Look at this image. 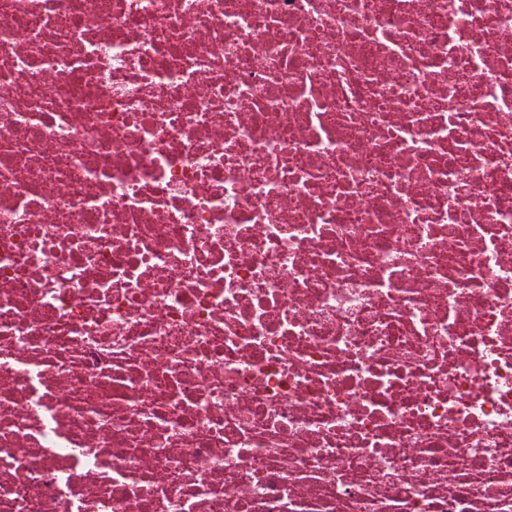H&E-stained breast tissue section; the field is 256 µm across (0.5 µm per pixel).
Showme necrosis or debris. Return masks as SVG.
<instances>
[{"label": "necrosis or debris", "instance_id": "1", "mask_svg": "<svg viewBox=\"0 0 512 512\" xmlns=\"http://www.w3.org/2000/svg\"><path fill=\"white\" fill-rule=\"evenodd\" d=\"M0 512H512V0H0Z\"/></svg>", "mask_w": 512, "mask_h": 512}]
</instances>
